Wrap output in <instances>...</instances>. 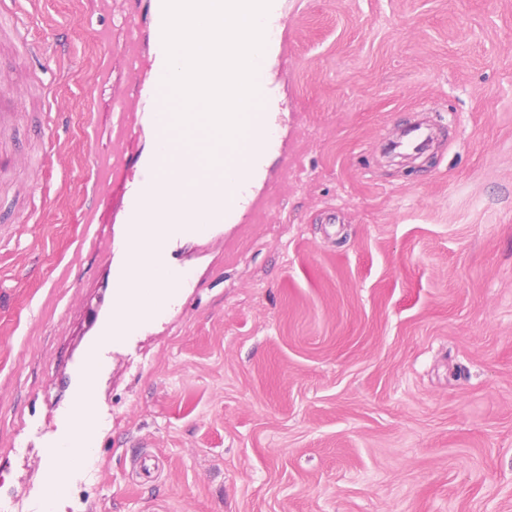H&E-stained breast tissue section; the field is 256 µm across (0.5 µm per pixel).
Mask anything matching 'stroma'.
<instances>
[{
	"instance_id": "stroma-1",
	"label": "stroma",
	"mask_w": 512,
	"mask_h": 512,
	"mask_svg": "<svg viewBox=\"0 0 512 512\" xmlns=\"http://www.w3.org/2000/svg\"><path fill=\"white\" fill-rule=\"evenodd\" d=\"M156 21L41 0L44 54L0 37V153L59 146L0 172V489L43 512L89 365L56 512H512V0H272L238 202L172 226L165 311L101 346L175 107ZM428 138L429 137L426 136L422 141L416 144H414L415 140L413 139H410L406 144L402 141H393L387 145V152L393 157L400 158L397 164H412L415 160L422 158L430 149V143L427 142ZM408 149H410L411 152H408ZM404 162L407 163L403 164ZM91 372L92 368L87 370V386L78 396L75 403V412L78 425V435L80 440V448L71 447L70 444H64L59 448H51L50 456L55 462L68 465L71 462L78 463L82 454L89 451L93 440V431L90 427V421L94 416V398L91 394ZM43 484L46 490L45 511L53 512L56 501L68 493L67 483L56 463L45 469Z\"/></svg>"
}]
</instances>
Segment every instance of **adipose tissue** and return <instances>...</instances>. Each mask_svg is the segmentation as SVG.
I'll return each mask as SVG.
<instances>
[{
    "mask_svg": "<svg viewBox=\"0 0 512 512\" xmlns=\"http://www.w3.org/2000/svg\"><path fill=\"white\" fill-rule=\"evenodd\" d=\"M94 398L90 391H83L75 403L77 415L79 447L65 444L52 449L50 456L53 460L43 473V484L46 490L45 510L53 512L56 501L67 495L68 486L60 471L61 466L79 462L83 452L89 451L93 440V431L90 422L94 416Z\"/></svg>",
    "mask_w": 512,
    "mask_h": 512,
    "instance_id": "1",
    "label": "adipose tissue"
}]
</instances>
